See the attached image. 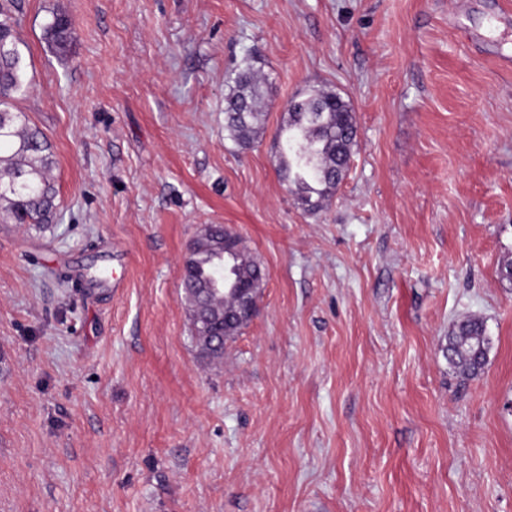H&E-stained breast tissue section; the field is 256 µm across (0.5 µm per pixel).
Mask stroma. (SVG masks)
Wrapping results in <instances>:
<instances>
[{
    "label": "stroma",
    "instance_id": "35a3bbf8",
    "mask_svg": "<svg viewBox=\"0 0 512 512\" xmlns=\"http://www.w3.org/2000/svg\"><path fill=\"white\" fill-rule=\"evenodd\" d=\"M512 0H19L58 194L0 218V512H512ZM67 15L65 55L43 39ZM258 137H224L231 71ZM349 100L313 213L277 171L286 104ZM208 224L265 271L219 358L192 336ZM121 279L122 288L112 286ZM483 321L475 377L448 334Z\"/></svg>",
    "mask_w": 512,
    "mask_h": 512
}]
</instances>
